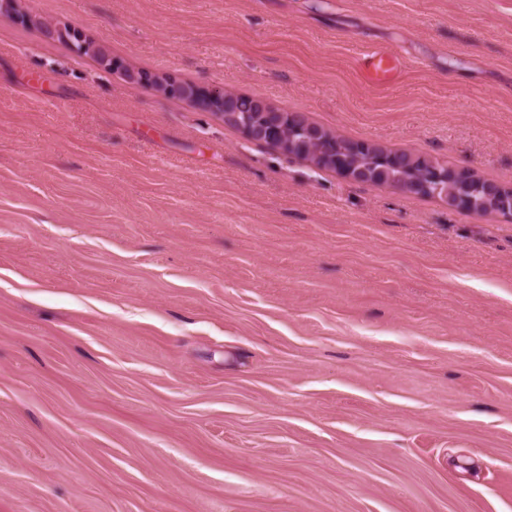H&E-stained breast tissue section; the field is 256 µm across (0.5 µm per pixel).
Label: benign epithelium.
I'll return each instance as SVG.
<instances>
[{"mask_svg":"<svg viewBox=\"0 0 512 512\" xmlns=\"http://www.w3.org/2000/svg\"><path fill=\"white\" fill-rule=\"evenodd\" d=\"M0 14H7L38 28L41 34L52 40H63L80 52H88L95 56L99 64L105 68L120 72L125 81L143 84L153 91L168 97H176L204 111L213 112L224 119V123L237 127L242 134L251 140L263 143H276L279 151H304L313 143L325 140L323 132L318 127L305 123L303 113H285L272 110L269 103L256 99L253 102L259 116L250 120L241 113L237 94L228 90H210L197 84L183 82L167 75H152L140 70L123 66L112 57V53L102 43L86 35L82 30L71 26H59L41 20L29 13L23 6V0H0ZM314 162L336 170L344 178L364 182L370 177L369 171L356 164H344L336 159V148L327 145L320 147L314 155ZM429 169L435 174L434 184L413 183L401 184L399 189L416 195L428 193L431 197L445 203L448 208L455 210H472L464 195L454 184L459 169L453 167L440 168L434 164ZM500 182H489V195L482 199L487 208L486 215L500 216L505 214L512 218V210L500 211L497 205L505 196V191L511 190Z\"/></svg>","mask_w":512,"mask_h":512,"instance_id":"7a95c632","label":"benign epithelium"}]
</instances>
